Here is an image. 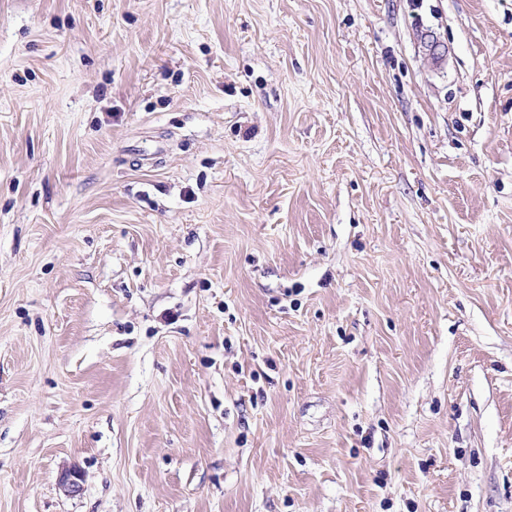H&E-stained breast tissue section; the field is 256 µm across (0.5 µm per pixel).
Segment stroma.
<instances>
[{"mask_svg":"<svg viewBox=\"0 0 512 512\" xmlns=\"http://www.w3.org/2000/svg\"><path fill=\"white\" fill-rule=\"evenodd\" d=\"M0 512H512V0H0Z\"/></svg>","mask_w":512,"mask_h":512,"instance_id":"obj_1","label":"stroma"}]
</instances>
